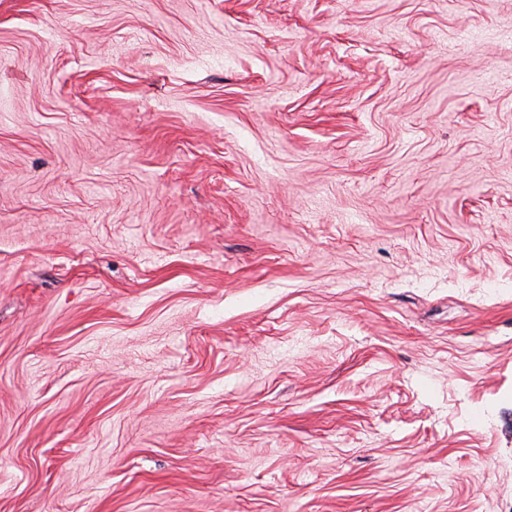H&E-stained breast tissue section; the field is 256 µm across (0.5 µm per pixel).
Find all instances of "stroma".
Returning a JSON list of instances; mask_svg holds the SVG:
<instances>
[{
  "mask_svg": "<svg viewBox=\"0 0 512 512\" xmlns=\"http://www.w3.org/2000/svg\"><path fill=\"white\" fill-rule=\"evenodd\" d=\"M0 512H512V0H0Z\"/></svg>",
  "mask_w": 512,
  "mask_h": 512,
  "instance_id": "stroma-1",
  "label": "stroma"
}]
</instances>
